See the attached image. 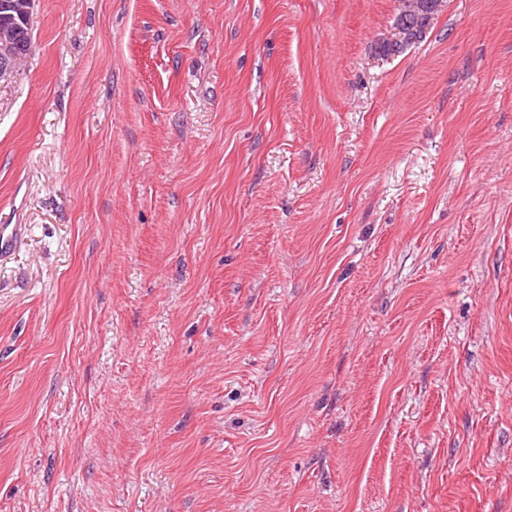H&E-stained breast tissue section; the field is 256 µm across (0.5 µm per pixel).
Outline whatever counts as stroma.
Here are the masks:
<instances>
[{
	"mask_svg": "<svg viewBox=\"0 0 512 512\" xmlns=\"http://www.w3.org/2000/svg\"><path fill=\"white\" fill-rule=\"evenodd\" d=\"M37 0L0 86V512H512V0ZM400 8L392 25L391 36L382 42V53L398 55L409 44L416 42L434 16L442 10L443 0H400Z\"/></svg>",
	"mask_w": 512,
	"mask_h": 512,
	"instance_id": "35a3bbf8",
	"label": "stroma"
}]
</instances>
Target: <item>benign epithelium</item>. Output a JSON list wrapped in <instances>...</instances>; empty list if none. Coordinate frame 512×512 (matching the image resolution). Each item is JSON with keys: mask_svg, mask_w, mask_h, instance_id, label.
I'll return each mask as SVG.
<instances>
[{"mask_svg": "<svg viewBox=\"0 0 512 512\" xmlns=\"http://www.w3.org/2000/svg\"><path fill=\"white\" fill-rule=\"evenodd\" d=\"M35 4L36 0H0V83L12 78L31 54L24 33ZM443 7L444 0H400L391 36L382 42V53L397 55L417 41Z\"/></svg>", "mask_w": 512, "mask_h": 512, "instance_id": "benign-epithelium-1", "label": "benign epithelium"}]
</instances>
